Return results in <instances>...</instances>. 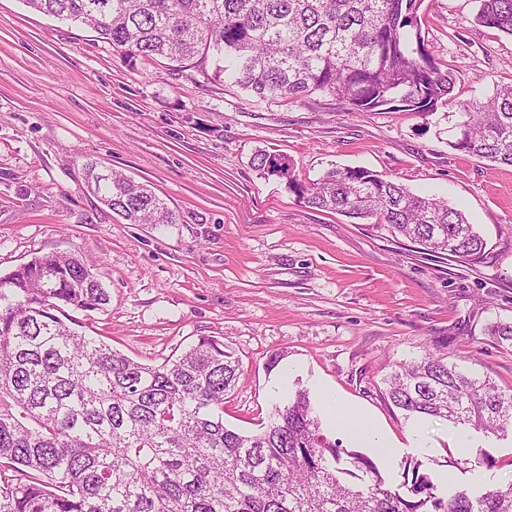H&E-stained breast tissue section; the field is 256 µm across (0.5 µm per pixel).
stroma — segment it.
Returning a JSON list of instances; mask_svg holds the SVG:
<instances>
[{
  "instance_id": "stroma-1",
  "label": "stroma",
  "mask_w": 512,
  "mask_h": 512,
  "mask_svg": "<svg viewBox=\"0 0 512 512\" xmlns=\"http://www.w3.org/2000/svg\"><path fill=\"white\" fill-rule=\"evenodd\" d=\"M478 7L423 0L419 10L429 51L456 66L460 102L512 80V36L475 24ZM211 72L128 67L97 32L0 0V275L75 253L111 300L68 315L114 350L155 366L216 336L235 353L242 376L224 398L225 424L257 431L301 386L343 448L378 457L347 432L352 419L392 444L394 456L378 457L388 477L412 460L469 482L454 426L405 420L383 379L430 351L512 393V343L490 333L512 324V166L453 150L438 113L379 119L320 94L261 101ZM260 152L292 159L302 179L363 167L445 200L493 255L420 262L388 227L306 208L258 174ZM90 159L151 185L179 223H125L85 189ZM470 438L495 461L483 480H512V438Z\"/></svg>"
}]
</instances>
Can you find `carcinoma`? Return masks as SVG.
I'll list each match as a JSON object with an SVG mask.
<instances>
[{
    "mask_svg": "<svg viewBox=\"0 0 512 512\" xmlns=\"http://www.w3.org/2000/svg\"><path fill=\"white\" fill-rule=\"evenodd\" d=\"M103 35L126 65L212 60L261 100L321 92L381 119L456 104L449 146L512 165V81L482 102H455L454 69L425 48L423 0H24ZM476 24L512 36V0H479ZM304 206L374 220L454 263L489 259L487 242L447 203L361 167L300 180L286 158L257 154ZM84 164L85 186L130 224H176L146 183ZM110 301L74 253H46L0 275V512H512V481L473 487L403 466L386 479L321 426L301 387L255 434L224 424L241 365L217 336L147 366L66 323L64 308ZM407 418L512 431V395L430 352L385 379Z\"/></svg>",
    "mask_w": 512,
    "mask_h": 512,
    "instance_id": "cac0c4a2",
    "label": "carcinoma"
}]
</instances>
